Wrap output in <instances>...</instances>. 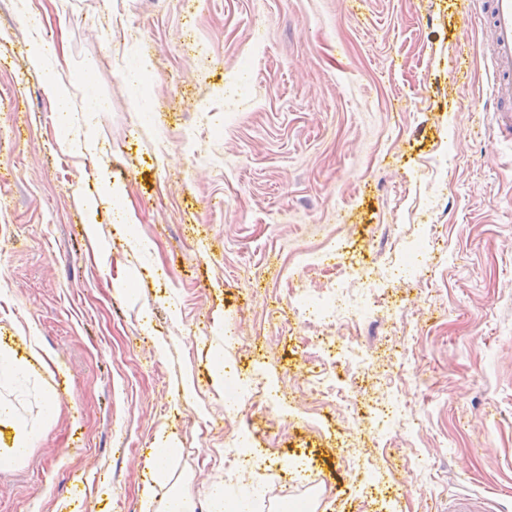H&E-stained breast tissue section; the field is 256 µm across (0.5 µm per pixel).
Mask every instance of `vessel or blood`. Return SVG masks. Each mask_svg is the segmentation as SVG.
Here are the masks:
<instances>
[{"instance_id": "1", "label": "vessel or blood", "mask_w": 512, "mask_h": 512, "mask_svg": "<svg viewBox=\"0 0 512 512\" xmlns=\"http://www.w3.org/2000/svg\"><path fill=\"white\" fill-rule=\"evenodd\" d=\"M466 13L487 28L489 49L488 110L494 130L512 139V0H463Z\"/></svg>"}]
</instances>
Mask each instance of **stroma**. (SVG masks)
<instances>
[{
    "label": "stroma",
    "instance_id": "35a3bbf8",
    "mask_svg": "<svg viewBox=\"0 0 512 512\" xmlns=\"http://www.w3.org/2000/svg\"><path fill=\"white\" fill-rule=\"evenodd\" d=\"M35 13L63 46L42 71ZM72 73L73 131L104 104L95 155L45 92ZM487 78L461 0H0V348L37 384L0 399L41 432L0 503L204 504L229 424L285 472L225 483L251 512H512V145ZM340 276L358 327L299 321ZM318 337L370 357L336 369L349 403L310 392ZM29 26L32 29L29 45L30 63L35 67L43 66V64L48 60V48L41 38V22L39 19L31 17ZM145 508L147 512L152 510L155 512H195L196 504L193 499L180 492H175L163 501L158 508H153L152 500L147 499Z\"/></svg>",
    "mask_w": 512,
    "mask_h": 512
}]
</instances>
